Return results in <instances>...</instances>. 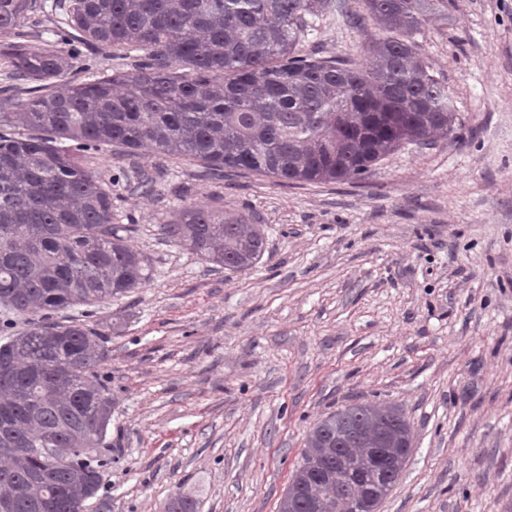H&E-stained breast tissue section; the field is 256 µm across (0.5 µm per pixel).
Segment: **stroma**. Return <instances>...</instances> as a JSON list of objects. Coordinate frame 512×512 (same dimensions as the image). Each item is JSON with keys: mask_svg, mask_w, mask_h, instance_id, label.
Returning <instances> with one entry per match:
<instances>
[{"mask_svg": "<svg viewBox=\"0 0 512 512\" xmlns=\"http://www.w3.org/2000/svg\"><path fill=\"white\" fill-rule=\"evenodd\" d=\"M372 21L330 11L303 51L359 58ZM461 125L364 180L304 184L143 151L91 159L149 281L61 312L111 322L107 512H278L310 427L341 406L403 409L413 451L379 512H512V0H436L415 34ZM73 75L135 55L59 40ZM156 190L135 189L142 175ZM200 205L260 224L266 249L231 271L162 234Z\"/></svg>", "mask_w": 512, "mask_h": 512, "instance_id": "35a3bbf8", "label": "stroma"}]
</instances>
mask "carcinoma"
Returning <instances> with one entry per match:
<instances>
[{
    "label": "carcinoma",
    "instance_id": "cac0c4a2",
    "mask_svg": "<svg viewBox=\"0 0 512 512\" xmlns=\"http://www.w3.org/2000/svg\"><path fill=\"white\" fill-rule=\"evenodd\" d=\"M382 30L370 63L303 55L317 19L346 0H69L54 20L80 42L145 52L135 71L77 81L74 56L27 44L21 30L42 0H0V60L33 83L0 91V505L86 512L112 449V392L99 371L105 333L55 316L124 296L150 278L149 258L112 222V187L88 166L98 151L152 149L211 171L246 170L321 184L360 180L404 144L454 132L448 86L414 35L430 0H360ZM168 238L228 270L265 251L242 214L182 207ZM28 320L22 331L15 318ZM411 428L393 405L345 406L306 437L279 512H354L381 502L412 452ZM393 464L388 480L377 452Z\"/></svg>",
    "mask_w": 512,
    "mask_h": 512
}]
</instances>
